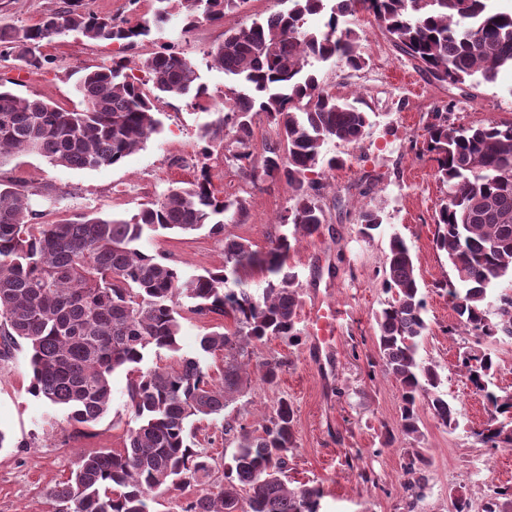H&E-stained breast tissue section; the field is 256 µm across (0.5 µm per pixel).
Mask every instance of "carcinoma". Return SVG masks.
Returning a JSON list of instances; mask_svg holds the SVG:
<instances>
[{"label":"carcinoma","mask_w":512,"mask_h":512,"mask_svg":"<svg viewBox=\"0 0 512 512\" xmlns=\"http://www.w3.org/2000/svg\"><path fill=\"white\" fill-rule=\"evenodd\" d=\"M156 2L160 7L152 18L130 25L84 12L79 0H61L34 25L0 27V57L40 70L54 63L41 51L42 43L69 31L128 49L174 13L182 15L189 32L200 19L218 22L245 4ZM286 2V9L225 32L224 41L207 53V64L223 71L229 83L224 111L204 134L206 152L221 145V134L228 131L235 144L228 160L252 180L283 182L293 191L292 204L278 218L292 225V232L276 236L268 250L257 251L246 239L224 233L217 216L238 224L247 202L217 196L205 168L129 218L85 217L76 223L42 224L30 206L29 186L0 187V360L25 341L30 392L82 425L108 412L112 374L129 375L127 404L136 425L127 431L122 450L82 455L76 469L53 486L50 496L64 512H152L158 491L209 476V456L188 443V434L195 423L217 418L236 443L224 463V482L195 495L183 512H321V488L288 486L297 434L292 404L279 400L254 429L226 413L250 386V365L262 381L278 378L282 361L252 362L260 346L272 339L302 341L298 274L288 255L299 238L321 233L325 224L322 179L344 164L339 156L326 157L325 144L357 143L371 125L361 99L329 92L307 67L334 58L363 68L359 34L346 26L347 17L363 10L434 80L494 82L503 68H512V9L498 7L496 0ZM326 9L324 29L305 27L306 17ZM141 66L158 99L206 95L195 64L172 48ZM125 69L121 59L85 70L75 83L85 105L81 110L20 97L0 82V163L24 152L70 168L120 164L160 126L153 99ZM455 108L454 103L434 108L422 146L446 189L434 244L450 268L443 287L455 319L448 334L473 339L459 346L458 361L491 406L474 438L488 448H511L512 392L492 388L497 362L482 342L512 340V287L498 288L512 282V123L467 126L454 118ZM261 116L277 140L257 158L250 143ZM357 224L359 234L372 237L383 224L381 211L361 206ZM204 228L224 242V264L201 274L186 276L140 246L150 232L190 234ZM246 269L265 274L262 292L229 286ZM383 287L391 299L375 315L379 366L400 384L402 432L419 442L420 403L450 429L457 427L458 416L441 391L439 366L419 356L428 330L426 302L412 250L396 233L389 239ZM185 301L196 315L226 321L223 330L199 339L201 352L224 355L217 380L198 356L180 353L179 307ZM163 350L175 357L173 364L141 367L149 354ZM429 467L421 449H408L403 487L411 497L410 512H424L420 502ZM481 512H512V485L488 494Z\"/></svg>","instance_id":"carcinoma-1"}]
</instances>
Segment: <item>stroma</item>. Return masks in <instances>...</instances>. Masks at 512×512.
<instances>
[{
    "instance_id": "stroma-1",
    "label": "stroma",
    "mask_w": 512,
    "mask_h": 512,
    "mask_svg": "<svg viewBox=\"0 0 512 512\" xmlns=\"http://www.w3.org/2000/svg\"><path fill=\"white\" fill-rule=\"evenodd\" d=\"M59 3L0 0V26L34 24ZM82 4L97 15L133 23L151 17L155 8L154 0H82ZM281 7L280 0H247L223 21L201 22L188 33L175 15L124 52L117 44L71 32L43 45V54L54 62L39 71L0 58V79L12 81L15 94L72 110L81 106L73 87L84 69L122 58L137 75L145 57L171 44L197 64L208 93L202 102L161 99L159 132L121 165L67 168L20 153L0 165V181L35 187L32 207L41 213L43 223L51 224L91 213L131 217L142 204L194 180L205 168L218 195L242 196L250 203L247 221L227 224V233L249 240L254 249H265L270 238L282 231L277 219L290 205L292 191L282 182H251L236 164L225 161L223 151L203 156L202 134L224 107L225 83L223 71L207 67L205 54L223 41L225 31L249 25ZM355 28L361 35L365 66L355 71L331 59L315 63L313 70L336 95L361 96L376 118L358 144L325 145L327 155L342 156L346 163L325 176L326 222L321 234L304 239L288 257L298 274L303 308L318 302L334 311V338L328 350L316 349L309 336L310 322L304 319L300 345L275 339L261 346L259 357L283 360L285 366L275 384L253 379L234 410L240 421L255 427L279 398L292 402L298 425L288 481L294 487H321L322 512H407L403 464L406 449L417 443L398 426V383L375 366L374 315L388 299L381 287L383 260L390 235L400 234L412 247L426 299L428 332L420 354L439 365L442 390L459 420L457 428L448 429L427 406L419 408L424 438L417 445L432 461L423 507L425 512H453L452 497L461 493L480 512L489 488L512 484V450L483 447L472 436L490 408L457 366L459 338L446 333L454 313L439 283L449 268L445 255L433 244L444 189L430 156L417 153L415 146L425 139L428 112L449 101L457 103L456 114L463 123L512 122V72L502 71L489 84L432 82L394 47L372 15H363ZM366 203L381 210L384 222L364 240L357 233V215ZM143 247L187 275L224 262L223 243L204 230L189 236L151 234L145 236ZM181 323L182 352L200 355L204 365L219 370L221 354L198 352L200 336L212 331L216 319L186 310ZM30 379L27 347H19L9 360H0V431L6 435L0 447V512H57L48 492L75 469L78 455L122 449L126 431L134 424L126 404V372L113 374L111 408L90 425L70 422L63 411L34 397ZM388 433L393 440L386 448L382 441ZM191 441L212 457L210 476L157 495L153 512H181L189 498L221 483L224 459L232 447L225 443L220 424L200 422Z\"/></svg>"
}]
</instances>
